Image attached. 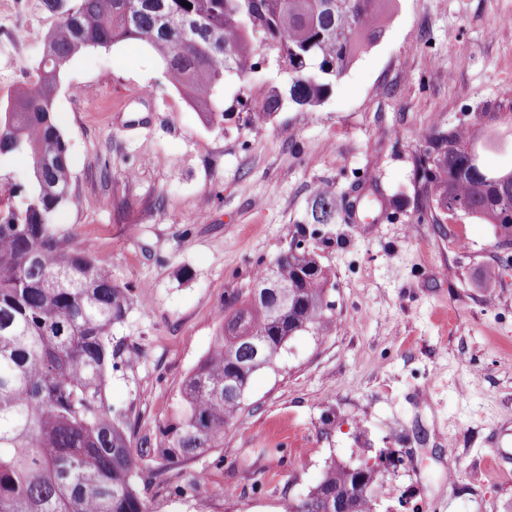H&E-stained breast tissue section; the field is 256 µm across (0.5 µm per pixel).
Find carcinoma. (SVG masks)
<instances>
[{"label":"carcinoma","mask_w":512,"mask_h":512,"mask_svg":"<svg viewBox=\"0 0 512 512\" xmlns=\"http://www.w3.org/2000/svg\"><path fill=\"white\" fill-rule=\"evenodd\" d=\"M45 0L58 15L36 62L35 82L0 102V162L30 160V173L0 198V512H153L136 489L139 460L169 464L217 448L239 418L255 372L273 367L294 336L336 329L332 272L308 249L282 252L252 287L224 303L206 355L184 378L180 409L154 444L132 448L107 400L123 362L112 327L133 294L112 280L108 262L53 229L71 196L67 144L53 120V94L65 65L91 47L127 40L148 46L168 83L219 126L225 79L256 72L266 57L250 33L267 35L288 80L259 102L238 101L246 121L265 122L288 101L320 105L357 54L382 35L394 0ZM417 221L447 218L491 224L512 244V169L491 170L483 154L501 146L481 118L422 136ZM336 194L320 188L309 224L336 223ZM288 285V301L270 282ZM380 472L333 461L287 512H378Z\"/></svg>","instance_id":"carcinoma-1"}]
</instances>
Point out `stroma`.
I'll return each instance as SVG.
<instances>
[{
    "mask_svg": "<svg viewBox=\"0 0 512 512\" xmlns=\"http://www.w3.org/2000/svg\"><path fill=\"white\" fill-rule=\"evenodd\" d=\"M55 22L43 0L0 7L1 99L34 80ZM284 84L271 60L229 78L219 129L149 48L121 43L87 49L55 94L72 191L53 229L134 294L108 389L133 446L177 412L256 269L300 239L334 273L333 334L294 337L253 375L221 447L143 460L139 489L154 512H280L331 461L383 457L378 512H512V480L488 470L495 449L512 470V248L475 220L414 221L423 133L477 117L512 127V0H396L321 105L245 125L238 100ZM355 183L387 210L351 212ZM327 184L335 223H307Z\"/></svg>",
    "mask_w": 512,
    "mask_h": 512,
    "instance_id": "35a3bbf8",
    "label": "stroma"
}]
</instances>
